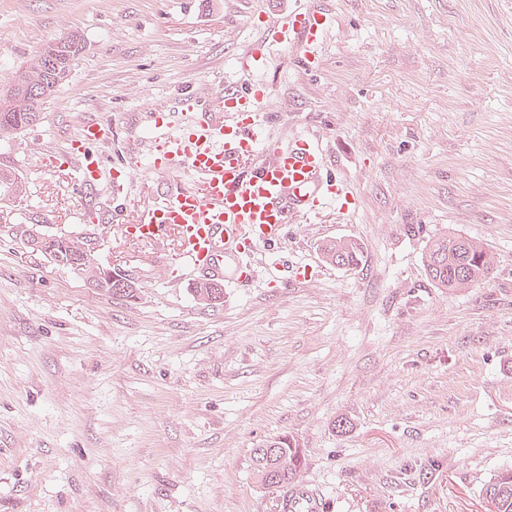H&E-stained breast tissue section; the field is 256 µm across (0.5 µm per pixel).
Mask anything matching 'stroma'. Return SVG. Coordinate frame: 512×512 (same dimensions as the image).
<instances>
[{
  "instance_id": "obj_1",
  "label": "stroma",
  "mask_w": 512,
  "mask_h": 512,
  "mask_svg": "<svg viewBox=\"0 0 512 512\" xmlns=\"http://www.w3.org/2000/svg\"><path fill=\"white\" fill-rule=\"evenodd\" d=\"M307 2L335 18L316 62L272 46L245 74L236 59L294 0H0V84L47 42L82 39L40 121L0 140V170L26 187L0 200V512H278L251 450L284 434L332 512H487L484 485L512 467V0ZM257 82L268 136L321 139L356 202L298 219L218 304L194 299L187 269L75 219L107 210V179L79 197L77 170L42 168L103 122L104 169L128 165L135 201L155 203L169 176L128 164L149 152L148 112ZM19 224L90 240L137 298L89 287ZM445 232L495 253L487 281L429 280ZM339 238L358 265L324 261Z\"/></svg>"
}]
</instances>
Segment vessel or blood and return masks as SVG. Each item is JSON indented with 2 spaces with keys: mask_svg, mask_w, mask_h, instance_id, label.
I'll list each match as a JSON object with an SVG mask.
<instances>
[{
  "mask_svg": "<svg viewBox=\"0 0 512 512\" xmlns=\"http://www.w3.org/2000/svg\"><path fill=\"white\" fill-rule=\"evenodd\" d=\"M334 22L329 13L295 6L269 24L265 44L240 57L238 67L249 72L264 65L271 45H296L312 56ZM270 107L268 87L258 84L244 93L224 94L214 112L200 110L198 101L188 97L180 111L148 113L154 149L146 171L184 173L192 185L169 190L152 206L113 211V225L156 248L175 241L180 264L206 275L223 276L225 259H232L236 273L231 281L245 285L256 251L281 238L297 217L347 203L349 197L343 184L325 174L319 142L299 136L283 143L266 136L261 114ZM107 132L106 125L90 123L70 143L67 158L78 165L85 188H94L101 178L90 147ZM279 510L326 512L327 507L313 486L296 484L282 493Z\"/></svg>",
  "mask_w": 512,
  "mask_h": 512,
  "instance_id": "obj_1",
  "label": "vessel or blood"
}]
</instances>
